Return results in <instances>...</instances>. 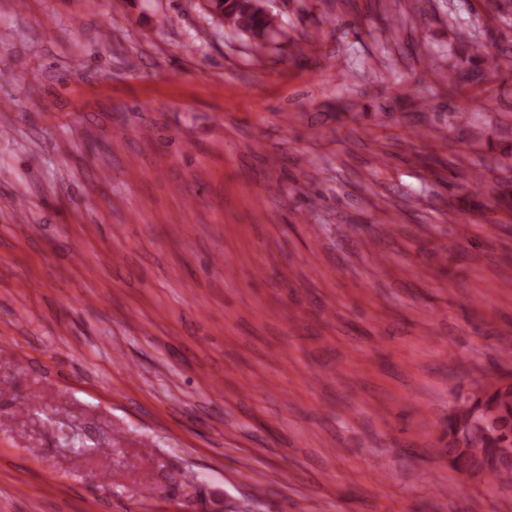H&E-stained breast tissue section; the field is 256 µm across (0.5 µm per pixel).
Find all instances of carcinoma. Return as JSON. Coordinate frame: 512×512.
Masks as SVG:
<instances>
[{
    "label": "carcinoma",
    "mask_w": 512,
    "mask_h": 512,
    "mask_svg": "<svg viewBox=\"0 0 512 512\" xmlns=\"http://www.w3.org/2000/svg\"><path fill=\"white\" fill-rule=\"evenodd\" d=\"M227 15L239 35L253 34L255 48L261 52L279 32L276 14H260L252 9L251 0H235L227 6ZM459 54L463 64L487 63L499 70L497 58L483 43L461 44ZM451 412L454 422L446 433V452L454 457L453 469L459 475L471 476L469 461L487 459L494 448L512 450V382L491 381L472 402L457 405Z\"/></svg>",
    "instance_id": "1"
}]
</instances>
